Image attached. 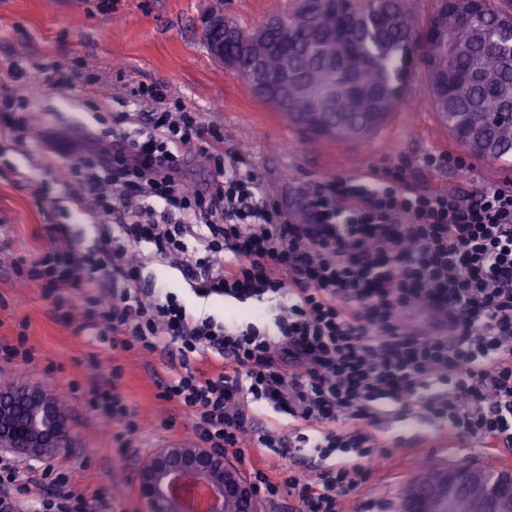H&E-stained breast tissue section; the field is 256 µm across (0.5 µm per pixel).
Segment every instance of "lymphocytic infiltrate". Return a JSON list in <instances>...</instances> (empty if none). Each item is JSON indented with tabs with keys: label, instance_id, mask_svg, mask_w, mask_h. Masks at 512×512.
<instances>
[{
	"label": "lymphocytic infiltrate",
	"instance_id": "f902f5d3",
	"mask_svg": "<svg viewBox=\"0 0 512 512\" xmlns=\"http://www.w3.org/2000/svg\"><path fill=\"white\" fill-rule=\"evenodd\" d=\"M135 134L44 136L42 167L67 164L82 190L73 212L115 216L97 250L67 236L12 264L16 278L50 289L57 307L81 297L79 331L111 332L113 349L176 348L179 369L159 382L193 439L244 457L266 449L276 470L252 467L267 503L343 512L385 451L370 434L383 417L413 415L490 448L512 447V183L469 196L411 191L401 171L373 183H320L296 205L238 157L224 132L163 89L130 88ZM209 164L187 186L185 162ZM179 270L201 298L266 306L271 326L196 314L163 286L142 289L151 261ZM111 276L112 295L98 293ZM425 314L431 326L410 329ZM122 366L94 383L87 405L127 448L141 424L120 390ZM263 403L285 422L259 423ZM317 456L307 471L294 461ZM0 512H112L58 461L0 457Z\"/></svg>",
	"mask_w": 512,
	"mask_h": 512
}]
</instances>
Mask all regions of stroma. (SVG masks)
I'll list each match as a JSON object with an SVG mask.
<instances>
[{
  "mask_svg": "<svg viewBox=\"0 0 512 512\" xmlns=\"http://www.w3.org/2000/svg\"><path fill=\"white\" fill-rule=\"evenodd\" d=\"M218 6L240 28L251 31L268 15L291 11L294 0H73L69 6L61 0H0V96L28 99L31 134L78 123L97 132L112 126L127 83L164 87L204 121L223 127L225 151L290 194L362 170L379 176L394 166L403 169L409 186L429 191L468 193L512 179L511 163L476 155L469 157L470 169L464 174L421 164L424 154L458 157L462 149L427 105L429 88L418 67L408 74L399 106L366 139L323 138L310 144L308 134L256 98L234 70L211 56L202 18ZM48 62L71 69L69 89L57 93L40 88V69ZM15 63L22 64L26 83L9 78ZM75 188L64 172L41 168L34 145L0 143V335L25 333L35 352L27 366L0 360V374L42 382L62 393L75 420V443L63 461L91 488L111 498L112 512H139L127 471L133 450L118 448L114 425L87 406L84 394L111 363L122 364L121 389L142 425L138 447H156L172 438L162 423L176 411L158 396L159 381L171 374L172 355L161 350L130 357L113 354L105 343L91 345L88 336L77 332L76 320L54 313L45 288L20 284L12 271L14 259L33 258L45 248L50 224L63 225L78 251L98 244L97 217L68 211L67 197ZM143 283L166 286L197 312L228 321H251L259 312L254 302L198 298L180 272L159 264L147 266ZM93 349L100 358L96 366L88 361ZM377 435L390 456L374 464L368 483L347 496V512H367L373 503L386 512H399L405 486L425 461L512 467V448H484L465 437L451 438L415 418L385 420Z\"/></svg>",
  "mask_w": 512,
  "mask_h": 512,
  "instance_id": "stroma-1",
  "label": "stroma"
}]
</instances>
